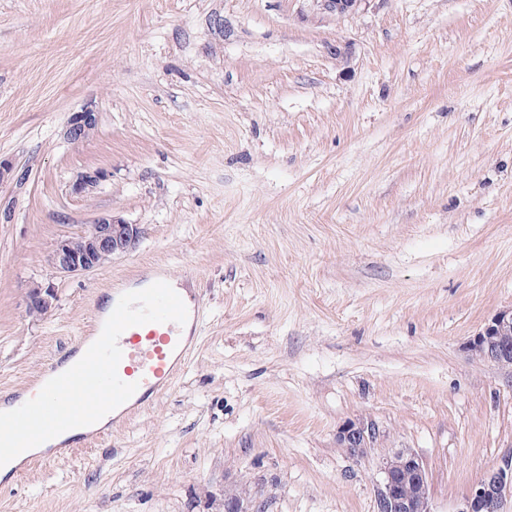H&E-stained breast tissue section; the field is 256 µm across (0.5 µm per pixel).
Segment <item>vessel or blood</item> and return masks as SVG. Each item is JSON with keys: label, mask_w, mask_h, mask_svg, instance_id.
Returning <instances> with one entry per match:
<instances>
[{"label": "vessel or blood", "mask_w": 512, "mask_h": 512, "mask_svg": "<svg viewBox=\"0 0 512 512\" xmlns=\"http://www.w3.org/2000/svg\"><path fill=\"white\" fill-rule=\"evenodd\" d=\"M188 321L192 328L187 333L178 324L167 322L133 326L120 335L118 344L123 356L117 373L122 381L136 384L137 390L113 410V417L141 408L154 395L172 386L187 365L199 337V306L189 307Z\"/></svg>", "instance_id": "b4317fda"}]
</instances>
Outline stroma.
Here are the masks:
<instances>
[{
	"mask_svg": "<svg viewBox=\"0 0 512 512\" xmlns=\"http://www.w3.org/2000/svg\"><path fill=\"white\" fill-rule=\"evenodd\" d=\"M0 158L24 175L0 184V394L138 278L201 307L175 385L39 454L0 512H224L242 489L376 512L398 448L458 512L512 449V371L466 349L512 308V0H0ZM104 215L135 248L58 272L55 242ZM356 419L380 430L358 458L337 440ZM317 13L343 15L354 11L363 0H308ZM96 126L95 112L84 110L75 112L70 117L67 136L73 140L85 137L90 131L94 130ZM55 294L52 289L36 286L29 291L27 312L32 316H41L49 313L53 308Z\"/></svg>",
	"mask_w": 512,
	"mask_h": 512,
	"instance_id": "35a3bbf8",
	"label": "stroma"
}]
</instances>
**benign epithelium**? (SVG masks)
I'll use <instances>...</instances> for the list:
<instances>
[{"instance_id":"7a95c632","label":"benign epithelium","mask_w":512,"mask_h":512,"mask_svg":"<svg viewBox=\"0 0 512 512\" xmlns=\"http://www.w3.org/2000/svg\"><path fill=\"white\" fill-rule=\"evenodd\" d=\"M320 14L343 15L354 11L363 0H311ZM96 126L90 110L70 117L67 136L73 140L86 136ZM103 178L99 170L81 174L72 185L75 194L94 188ZM141 236L138 224L115 216L102 217L75 235L60 238L52 251L51 263L61 273L78 274L99 268L112 257L133 248ZM55 294L36 286L29 291L28 314L41 316L53 308ZM466 349L480 359L512 367V309L503 310L467 343ZM379 436L370 420L350 421L340 427L338 442L354 457L364 455ZM376 483L377 512H434L422 459L408 448L383 458L378 465ZM512 497V452L502 456L473 484L457 512H502V504ZM250 500L239 495L224 499V512H253Z\"/></svg>"}]
</instances>
